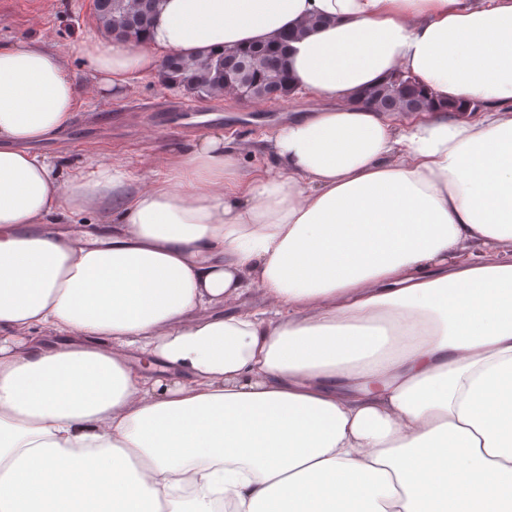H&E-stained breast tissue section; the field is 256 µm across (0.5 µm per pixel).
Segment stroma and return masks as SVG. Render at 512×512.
<instances>
[{"mask_svg":"<svg viewBox=\"0 0 512 512\" xmlns=\"http://www.w3.org/2000/svg\"><path fill=\"white\" fill-rule=\"evenodd\" d=\"M102 33L93 0H0L1 46L42 42L65 54L77 75L81 95L73 123L59 138L36 146L63 172L90 160L120 161L149 183L163 177L193 143L223 134L240 147L243 166L259 174L269 159L255 151V144L318 104L307 93L277 101H243L231 95L201 100L165 86L155 75L122 97H105L82 61L70 54L73 44Z\"/></svg>","mask_w":512,"mask_h":512,"instance_id":"1","label":"stroma"}]
</instances>
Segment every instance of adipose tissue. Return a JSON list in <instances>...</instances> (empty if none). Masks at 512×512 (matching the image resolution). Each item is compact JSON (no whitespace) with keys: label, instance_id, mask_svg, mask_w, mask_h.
I'll list each match as a JSON object with an SVG mask.
<instances>
[{"label":"adipose tissue","instance_id":"1","mask_svg":"<svg viewBox=\"0 0 512 512\" xmlns=\"http://www.w3.org/2000/svg\"><path fill=\"white\" fill-rule=\"evenodd\" d=\"M312 19L271 167L208 136L145 188L33 151L79 90L0 46V512H512V0H161L71 52L118 96ZM364 95L365 100L373 102L382 112H425L431 107L426 93L404 73L366 90Z\"/></svg>","mask_w":512,"mask_h":512}]
</instances>
